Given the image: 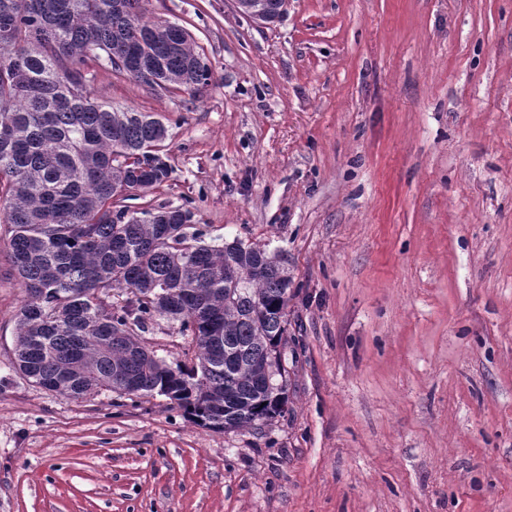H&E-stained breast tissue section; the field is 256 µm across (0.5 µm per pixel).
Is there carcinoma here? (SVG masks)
Masks as SVG:
<instances>
[{
  "instance_id": "1",
  "label": "carcinoma",
  "mask_w": 512,
  "mask_h": 512,
  "mask_svg": "<svg viewBox=\"0 0 512 512\" xmlns=\"http://www.w3.org/2000/svg\"><path fill=\"white\" fill-rule=\"evenodd\" d=\"M143 2L0 0V223L26 294L12 365L51 392L157 394L235 432L284 412L288 397L263 382L286 341L292 276L282 253L205 242L188 209L116 208L170 177L168 129L100 102L88 63L122 73V52L162 89L211 79L189 32L146 19ZM114 291L124 304H106ZM157 317L180 322L191 358L173 367L138 339Z\"/></svg>"
}]
</instances>
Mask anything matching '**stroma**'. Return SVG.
Instances as JSON below:
<instances>
[{
  "label": "stroma",
  "mask_w": 512,
  "mask_h": 512,
  "mask_svg": "<svg viewBox=\"0 0 512 512\" xmlns=\"http://www.w3.org/2000/svg\"><path fill=\"white\" fill-rule=\"evenodd\" d=\"M212 71L198 94L90 67L169 128L130 209L288 257V406L198 427L163 396L74 399L12 368L0 231V512H512V0H145ZM140 338L173 363L176 321Z\"/></svg>",
  "instance_id": "obj_1"
}]
</instances>
